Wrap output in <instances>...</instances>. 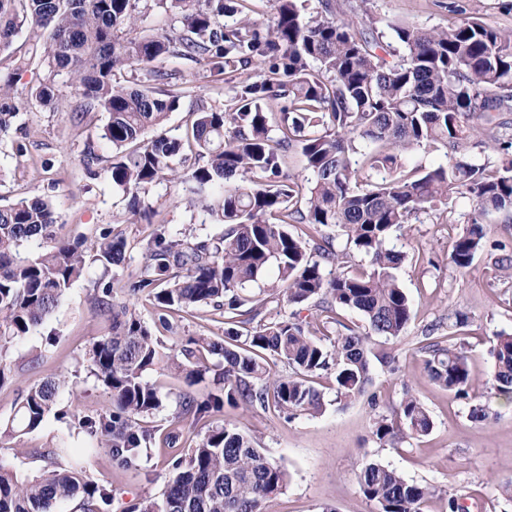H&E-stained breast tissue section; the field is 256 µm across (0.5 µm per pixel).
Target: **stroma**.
<instances>
[{
	"instance_id": "35a3bbf8",
	"label": "stroma",
	"mask_w": 512,
	"mask_h": 512,
	"mask_svg": "<svg viewBox=\"0 0 512 512\" xmlns=\"http://www.w3.org/2000/svg\"><path fill=\"white\" fill-rule=\"evenodd\" d=\"M448 0H339V13L355 25L372 14L385 41H393V24L447 28ZM160 69L171 72V85L181 96L168 127L181 133L198 106L230 105L234 84L204 65L167 58ZM61 101L57 108L31 102L16 118L11 132L0 137V206L23 198L49 199L55 210L54 234L60 240H79L91 250L102 229L120 234L126 242L124 266L103 269L90 264L86 275L74 282L51 317L28 336L14 342L7 359L12 376L0 385V423H6L27 390L42 381L64 376L69 384L60 390L54 411L43 426L19 439L0 438V462L19 475L32 476L45 466L43 448L62 443L85 451L91 479L112 492L111 512H124L141 497H161L166 474L159 456L135 469L115 465L111 455L94 438L81 431L79 420L111 412L112 396L91 375L83 353L98 336L106 334L111 317L97 304L103 289L128 302L143 323L157 336L165 352L177 353L191 338L224 337V313L200 306L175 320L173 330L158 324L159 311L147 294L128 295L137 279L142 257L154 225L192 240L218 241L224 233L194 205L193 183L162 182L140 193L139 215H132L128 197L113 186L105 170L113 151L101 138L106 113L76 116L77 96L66 76H59ZM475 204L468 196L456 198L452 215L432 213L405 225L389 239L390 246L408 253L398 271L399 282L412 309L411 320L396 339L372 337L369 354L372 381L364 395L340 402L332 386L321 389L325 411L316 416L286 417L273 409L225 407L223 412L189 425V432L205 434L209 427L229 423L246 431L257 447L289 472L285 488L265 503V512H377L362 493L358 474L368 462L378 460L399 471L408 481L429 485L436 493L425 512H445L449 496L465 497L470 512H512V500L503 486L512 483V401L491 390V350L502 334L512 335V268L496 263L512 256V213L483 217L489 244L472 265L458 270L448 263L451 241L467 226ZM274 271H267L249 294L266 300L271 314L311 319L312 304L279 300L270 285ZM468 316V324L449 332L446 322L454 312ZM438 325L439 335L451 338L468 356L471 370L470 399H457L430 381L420 346L424 331ZM221 368L211 360L202 381L188 384L182 373L166 367L150 371L148 380L164 397L163 409L143 417L144 425L163 434L185 395L206 399L218 392L215 378ZM419 399L434 421L431 433L421 440L404 441L386 448L376 440L374 418L388 413L405 396ZM488 406L491 417L472 419L473 401Z\"/></svg>"
}]
</instances>
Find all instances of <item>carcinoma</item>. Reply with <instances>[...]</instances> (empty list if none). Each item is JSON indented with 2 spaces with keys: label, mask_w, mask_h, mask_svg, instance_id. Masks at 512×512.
Returning a JSON list of instances; mask_svg holds the SVG:
<instances>
[{
  "label": "carcinoma",
  "mask_w": 512,
  "mask_h": 512,
  "mask_svg": "<svg viewBox=\"0 0 512 512\" xmlns=\"http://www.w3.org/2000/svg\"><path fill=\"white\" fill-rule=\"evenodd\" d=\"M139 0H0V48L10 46L26 24L37 32L39 64L29 98L45 107L59 102L56 77L64 71L81 99L80 112L108 113L101 138L119 156L106 169L112 184L130 195L161 181L184 178L199 188L217 185V198L200 196L195 206L224 225L221 244L191 243L163 227L148 244L134 292L148 291L169 329V315L201 305L224 307V339L200 336L171 355L138 315L111 304L112 330L93 341L84 361L112 395V413L79 421L80 428L112 452L124 468H136L148 445L174 446L180 423L195 422L224 405L273 408L290 417L320 414L324 403L311 377L334 376L337 398L356 399L369 381V335L338 333L326 345L320 329L305 321L271 318L248 329L264 304H252L247 286L270 267L277 269L278 296L288 303L315 301L322 311L360 312L371 332L399 337L411 319L408 298L396 271L406 254L388 246L393 230L419 219L454 195L475 202L469 227L448 250L458 270L484 250L481 217L512 208V137L498 134L497 116L512 112V30L490 28L475 17L446 29L403 24L393 27L399 48L382 44L376 20L364 27L336 16L339 5L322 0L325 16L306 20L299 0H277L274 17L261 25L251 17L252 0H160L174 20L169 28L137 34ZM167 57L202 63L209 71L241 79L228 109L201 107L186 131L166 128L180 96L167 89L172 74L155 67ZM317 64L312 68L311 64ZM144 71V83L113 81L121 70ZM280 102L272 126L265 102ZM26 101L14 92L13 77L0 79V135L9 132ZM483 137L498 154L495 168L455 160L473 139ZM444 151L434 168L406 169L411 149ZM298 149L313 174L303 184L284 173L288 153ZM206 164L180 175L176 164L189 157ZM51 201L34 198L0 207V384L10 373L9 344L47 320L88 263L82 242H58L51 227ZM290 224L310 230L335 226L346 242L369 258L351 270L329 240L309 251ZM37 244L35 253L24 252ZM92 262L104 268L125 262V241L100 232ZM420 347L432 382L457 399L469 397L467 355L431 333ZM492 389L512 394V335L492 349ZM222 358L218 394L183 399L167 433L140 423L159 410L163 396L146 379L160 365L195 382L208 357ZM292 368L277 377L270 362ZM66 377L31 387L0 430L19 438L39 429L52 411ZM433 429L424 404L402 399L397 417L375 418L374 435L388 448L418 440ZM69 456L66 468H45L22 477L0 463V512H54L67 499L82 500L85 512H102L111 492L90 480L80 449L51 447L43 457ZM167 488L158 499L142 498L126 512H265L264 503L287 483L254 440L226 423L215 426L166 459ZM364 496L379 512H424L432 487L407 481L377 461L359 475Z\"/></svg>",
  "instance_id": "cac0c4a2"
}]
</instances>
